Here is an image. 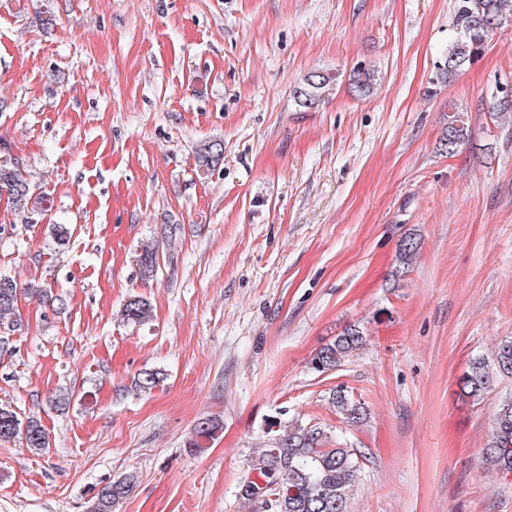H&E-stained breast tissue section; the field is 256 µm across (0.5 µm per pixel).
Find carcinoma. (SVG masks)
Masks as SVG:
<instances>
[{
	"instance_id": "obj_1",
	"label": "carcinoma",
	"mask_w": 512,
	"mask_h": 512,
	"mask_svg": "<svg viewBox=\"0 0 512 512\" xmlns=\"http://www.w3.org/2000/svg\"><path fill=\"white\" fill-rule=\"evenodd\" d=\"M512 19V0H456L455 36L448 44L443 63L438 67L435 82L446 84L460 75L465 66L480 53L492 29ZM380 76L370 65L358 64L349 73V89L358 97L370 95ZM334 78L321 71H311L294 88L298 107L305 110L318 107L325 101ZM469 137L464 115L448 113V129L441 147L455 154ZM224 160V144L212 141L202 148L198 167L211 170ZM6 192L17 209L39 204L32 198L29 181L19 165H0V192ZM141 275L149 279L159 268L158 247L150 244L138 256ZM20 288L7 276H0V324L11 318L18 302ZM150 303L141 296L130 297L122 308V316L134 324L150 319ZM362 332L348 328L331 344L314 356V369L324 372L339 367L362 348ZM512 379V338L500 341L492 358H475L460 380L463 395L475 401L481 399L495 377ZM160 380V373L145 370L139 373L136 386L147 392ZM339 418L350 425L364 419L366 408L339 388L331 394ZM20 436L28 448L42 451L49 447L48 433L41 421L32 416L22 421L16 413L0 409V439ZM328 430L319 424H297L273 439L255 465L257 474L244 482L241 492L248 501H259L275 512H348L350 491L359 468L354 449L336 443L329 447ZM483 456L486 463L499 471L512 472V395L505 398L494 418ZM130 480L109 483L101 488L92 512H115L116 506L129 492Z\"/></svg>"
}]
</instances>
